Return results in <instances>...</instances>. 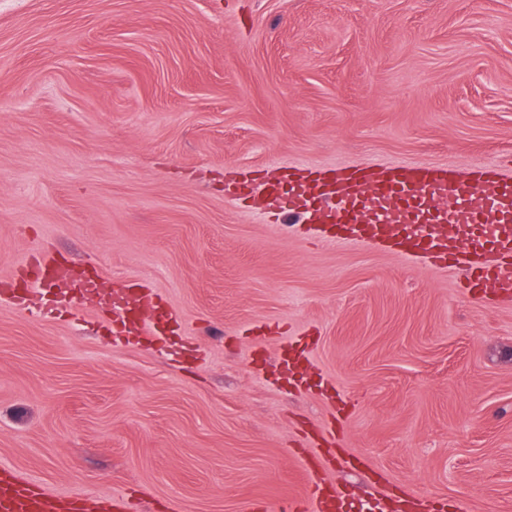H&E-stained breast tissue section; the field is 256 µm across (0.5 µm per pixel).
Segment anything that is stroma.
Here are the masks:
<instances>
[{
    "instance_id": "obj_1",
    "label": "stroma",
    "mask_w": 512,
    "mask_h": 512,
    "mask_svg": "<svg viewBox=\"0 0 512 512\" xmlns=\"http://www.w3.org/2000/svg\"><path fill=\"white\" fill-rule=\"evenodd\" d=\"M394 160L512 173V0H0V465L134 512H512V298L261 193ZM39 263L144 325L19 309ZM341 503L340 497L327 494L316 486H310L302 497L285 500L274 509H266V506L263 505L260 510L277 512H338Z\"/></svg>"
}]
</instances>
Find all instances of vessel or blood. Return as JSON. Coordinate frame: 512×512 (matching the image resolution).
<instances>
[{
  "label": "vessel or blood",
  "mask_w": 512,
  "mask_h": 512,
  "mask_svg": "<svg viewBox=\"0 0 512 512\" xmlns=\"http://www.w3.org/2000/svg\"><path fill=\"white\" fill-rule=\"evenodd\" d=\"M270 207L322 217L341 239L387 242L449 261L470 289L512 288V176L482 165L466 177L448 168L396 161L333 180L289 177L266 190ZM341 499L318 487L281 502L277 512H339ZM85 498L35 487L0 466V512H86Z\"/></svg>",
  "instance_id": "obj_1"
}]
</instances>
